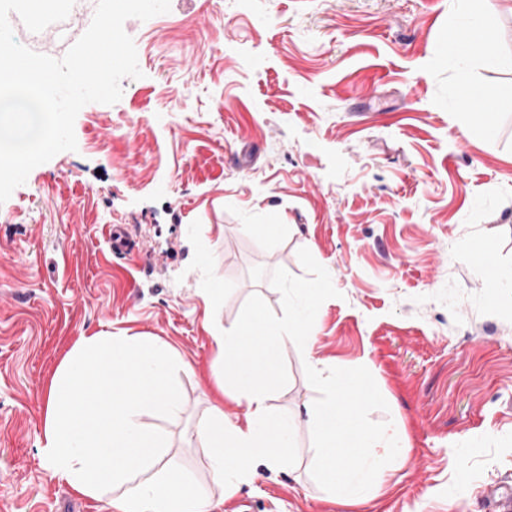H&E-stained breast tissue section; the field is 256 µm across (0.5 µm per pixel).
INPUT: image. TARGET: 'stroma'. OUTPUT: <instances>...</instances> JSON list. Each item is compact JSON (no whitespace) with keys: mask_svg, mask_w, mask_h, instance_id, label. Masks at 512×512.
Instances as JSON below:
<instances>
[{"mask_svg":"<svg viewBox=\"0 0 512 512\" xmlns=\"http://www.w3.org/2000/svg\"><path fill=\"white\" fill-rule=\"evenodd\" d=\"M170 3L124 23L142 78L85 105L76 150L0 204V512H114L53 478L39 447L55 372L100 332L185 362L182 414L142 421L212 512H484L487 485L512 490V289L491 295L461 253L488 240L512 268V0H492L496 49L472 63L491 141L456 112L448 0ZM272 216L275 243L246 233ZM113 231L136 252L113 254ZM316 277V335L284 350L273 406L324 399L320 365L369 370L361 415L398 428L408 460L341 503L301 422L294 470L258 466L220 495L192 430L212 401L238 422L247 405L217 389L212 334L256 309L283 318Z\"/></svg>","mask_w":512,"mask_h":512,"instance_id":"1","label":"stroma"}]
</instances>
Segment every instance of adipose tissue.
<instances>
[{
  "label": "adipose tissue",
  "instance_id": "1",
  "mask_svg": "<svg viewBox=\"0 0 512 512\" xmlns=\"http://www.w3.org/2000/svg\"><path fill=\"white\" fill-rule=\"evenodd\" d=\"M472 0H448L445 50L457 59L456 105L467 112L483 92L468 69L470 59L491 55L494 38L482 18L468 27L459 19ZM315 316L289 310L277 322L253 312L229 328L217 329L214 342L224 355L219 387L245 402L244 421L225 418L210 405L192 436L205 448L211 480L233 492L257 477V464L279 471L294 466L296 416L273 410L279 364L289 344L311 343ZM176 355L142 336L99 333L81 338L55 374L50 388L42 452L53 478L94 499L111 496L115 512H207V498L196 480L166 453L168 439L143 424L146 415L175 416L181 411L172 381ZM327 398L307 404L314 426L317 475L344 500L355 498L356 472L378 466L397 469L408 450L394 429L371 431L360 404L374 397L366 374L328 375Z\"/></svg>",
  "mask_w": 512,
  "mask_h": 512
}]
</instances>
